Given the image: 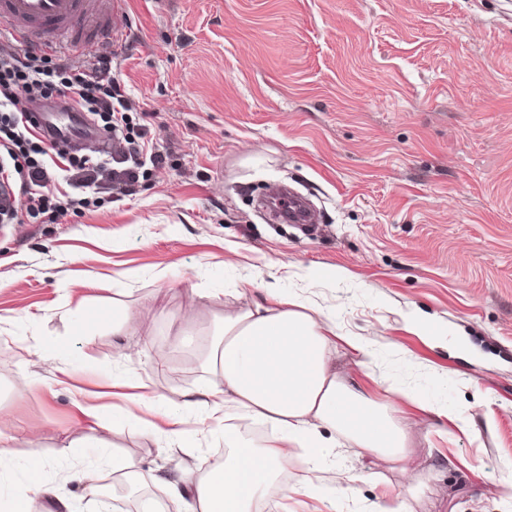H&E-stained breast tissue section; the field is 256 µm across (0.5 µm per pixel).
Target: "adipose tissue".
I'll list each match as a JSON object with an SVG mask.
<instances>
[{"label":"adipose tissue","instance_id":"1","mask_svg":"<svg viewBox=\"0 0 512 512\" xmlns=\"http://www.w3.org/2000/svg\"><path fill=\"white\" fill-rule=\"evenodd\" d=\"M318 310L310 297L268 291L262 300L225 312L202 363L208 379L193 398L175 403L146 396L127 375L116 381L123 390L119 403L89 405L84 413L107 432L132 419L150 433L154 426L148 414L162 410L172 423L171 436L189 447L194 436L183 428V416L206 411L222 430L228 454L193 485L161 478L177 512H254L260 501L284 505L289 488L278 475L288 451H296L313 472L335 464L338 448L346 446L370 456L373 469L339 470L335 486L328 490L310 478L301 486L303 495L337 512L343 501L356 498L360 484L379 483L381 467L405 458L414 418L397 408L400 400L453 422L460 431L469 430V419L447 403L425 401L413 389L384 379L378 385L386 396L379 399L365 384L342 375L336 368L339 348L353 352L363 366L371 364L377 352L359 337L337 335L329 324L315 319ZM245 421L264 427L259 444L243 439ZM41 441L40 432L28 434L30 452L21 475H5L0 460V512H29L38 492L54 499L58 512H76L72 502L42 479L47 461Z\"/></svg>","mask_w":512,"mask_h":512}]
</instances>
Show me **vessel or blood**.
Returning <instances> with one entry per match:
<instances>
[{
    "label": "vessel or blood",
    "instance_id": "vessel-or-blood-1",
    "mask_svg": "<svg viewBox=\"0 0 512 512\" xmlns=\"http://www.w3.org/2000/svg\"><path fill=\"white\" fill-rule=\"evenodd\" d=\"M124 0H0V24L12 38L44 54L69 44L87 51L114 45L124 16ZM33 130L61 142H95L81 112H33Z\"/></svg>",
    "mask_w": 512,
    "mask_h": 512
}]
</instances>
